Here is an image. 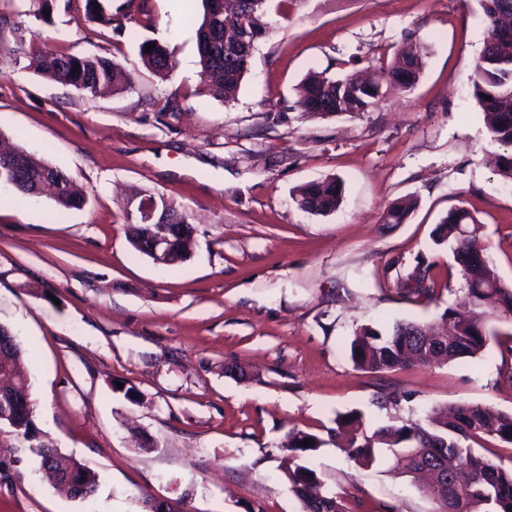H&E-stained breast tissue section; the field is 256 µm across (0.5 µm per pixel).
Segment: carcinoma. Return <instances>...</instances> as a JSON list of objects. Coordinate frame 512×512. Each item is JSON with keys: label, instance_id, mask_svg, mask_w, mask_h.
I'll return each instance as SVG.
<instances>
[{"label": "carcinoma", "instance_id": "cac0c4a2", "mask_svg": "<svg viewBox=\"0 0 512 512\" xmlns=\"http://www.w3.org/2000/svg\"><path fill=\"white\" fill-rule=\"evenodd\" d=\"M88 18L105 26H123L121 19L106 13L101 0H85ZM269 0H249L244 6L233 0H203L204 14L197 30L201 76L212 82L224 97L234 100L251 58L255 42L267 33L265 20ZM488 33L474 66L471 82L474 96L481 107L485 126L492 139L507 148L512 146V43L502 34L512 30V0H481ZM17 52L29 59L34 70L52 74L64 84L96 94L99 89L115 85L120 77L118 65L104 58L79 57L65 53L35 50L34 40L25 35L16 37ZM141 58L148 69L169 74L175 61L160 44L146 51L140 46ZM423 67L418 50L397 52L395 62L387 70H376L367 77L369 83L359 84L351 77L332 79L311 73L301 82L299 91L305 111L327 115L332 113L366 112L382 96L383 82L395 81L409 91L417 83ZM11 164L0 162V184L14 188L24 196H37L45 180L56 184L55 201L63 209H79L87 199L74 189L73 180L55 167L34 163L26 150L10 152ZM343 184L334 177L303 184L295 195L300 210L313 215H328L340 204ZM161 206L169 212L172 223L181 225L167 264L184 262L189 257L193 227L183 211L159 195ZM416 202L399 200L385 210L384 224H402L413 212ZM481 225L466 209L448 210L437 225L433 242L440 246L452 243L455 262L465 280L469 308L445 310L444 335L448 345L426 344L430 328L415 322H397L386 334L369 326L355 332L349 344L354 367L372 372L391 371L408 364H445L461 358H474L490 345L495 337L488 326L491 319L512 321V286L501 282L491 265L488 248L482 242ZM154 232L142 225L128 232L129 243L139 253L147 251L146 235ZM411 293L431 298L436 293L429 268L419 263L408 275ZM24 351L16 336L0 345V415L5 417L10 432L17 438L34 441L37 429L29 384L24 372ZM355 428L348 448L361 465L376 461L375 449H387L392 470L409 475L424 467H451V479L427 488L429 496L440 504L439 512H512V468L485 459L475 453L469 442L490 437L512 445V413H494L480 406L460 404L432 411L426 423L406 421L365 434L360 415L354 411L336 418V431ZM308 439L310 446L300 444ZM325 445L317 435L297 431L288 435V450L305 454ZM40 465L64 477L74 473L83 491L80 499H93L97 474L58 449L38 445ZM290 488L303 502L304 512H340L333 497L309 492L318 481L317 472L303 464L288 468Z\"/></svg>", "mask_w": 512, "mask_h": 512}]
</instances>
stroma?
<instances>
[{
    "mask_svg": "<svg viewBox=\"0 0 512 512\" xmlns=\"http://www.w3.org/2000/svg\"><path fill=\"white\" fill-rule=\"evenodd\" d=\"M105 0L123 30L91 21L85 0H0V142L70 176L88 202L0 186V325L28 358L42 440L98 475L92 503L62 494L30 442L0 435V512H147V498L183 512H302L285 475L292 431L327 437L357 411L367 430L424 421L461 403L512 413V322L483 355L377 373L348 345L371 326L438 322L464 304L448 247L433 242L453 207L481 224L500 280L512 284V179L484 125L470 75L486 24L480 0H286L271 6L237 97L201 77L202 0ZM47 52L105 57L123 88L91 95L27 69L14 26ZM176 62L154 75L139 46ZM423 46L415 87L383 86L367 112H302L311 72L388 67L403 42ZM343 183L338 208L305 213L306 182ZM163 194L195 227L192 255L154 264L128 242L132 192ZM417 202L403 224L386 207ZM433 298L402 288L417 262ZM155 441L138 449L135 437ZM342 512H438L412 477L385 460L358 465L335 445L301 456Z\"/></svg>",
    "mask_w": 512,
    "mask_h": 512,
    "instance_id": "35a3bbf8",
    "label": "stroma"
}]
</instances>
